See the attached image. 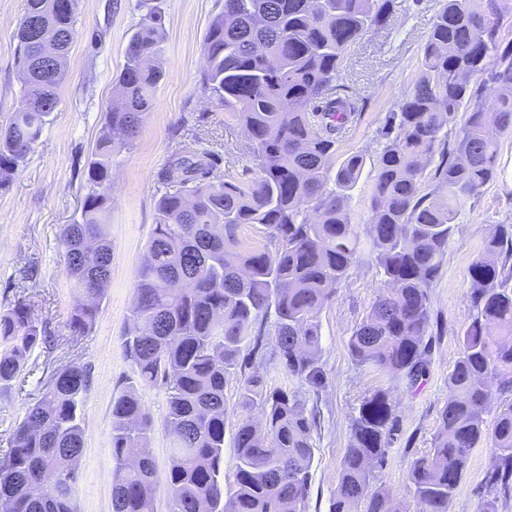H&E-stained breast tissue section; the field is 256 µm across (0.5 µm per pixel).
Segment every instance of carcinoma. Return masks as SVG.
<instances>
[{
    "instance_id": "1",
    "label": "carcinoma",
    "mask_w": 512,
    "mask_h": 512,
    "mask_svg": "<svg viewBox=\"0 0 512 512\" xmlns=\"http://www.w3.org/2000/svg\"><path fill=\"white\" fill-rule=\"evenodd\" d=\"M28 0L17 29L23 107L0 128V189L9 186L56 110L74 38L75 0ZM393 0H224L204 37L202 90L238 112L253 177L214 173L207 151L179 156L160 174L166 190L134 277L124 351L134 378L112 401V512H150L156 463L153 419L141 387L166 395L171 435L168 512H306L315 461V415L298 390L269 389L265 357L239 379L233 484L224 495L225 388L241 355L273 319V357L299 385L322 388L320 314L357 262L358 225L348 200L365 155L333 167L340 135L361 116L343 82L348 48L389 17ZM140 19L116 78L85 173L81 220L63 224L65 275L74 293L68 326L94 328L111 283L108 224L115 158L134 145L164 78L165 14L136 0ZM505 0H441L420 74L385 115L373 162L365 225L383 283L353 329V360L417 384L427 374L430 288L442 269L461 209L498 175L500 136L512 131V45L498 35ZM41 22L39 40L27 22ZM55 53L42 75L41 49ZM497 93L491 104L483 90ZM465 120L454 134L458 112ZM250 224L261 241L243 244ZM471 321L448 373V402L429 451L409 479L422 512H449L473 448L486 437L497 463L483 495L512 491V224L496 225L470 268ZM500 330L490 342L488 328ZM46 330L22 300L0 313V388L33 373ZM84 365L41 375L37 395L0 455V512H77L74 487L84 447ZM400 429L390 394L363 397L350 423L329 512H390L371 476L383 469Z\"/></svg>"
}]
</instances>
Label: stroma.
I'll return each instance as SVG.
<instances>
[{
    "mask_svg": "<svg viewBox=\"0 0 512 512\" xmlns=\"http://www.w3.org/2000/svg\"><path fill=\"white\" fill-rule=\"evenodd\" d=\"M134 3L77 0L76 34L59 105L10 186L0 190V312L21 297L30 303L54 342L53 349L34 351L32 360L40 369L49 371L73 361L90 370L83 407L84 449L75 485L78 512H112V401L132 373L123 348L124 332L135 270L154 227L155 202L163 191L160 172L174 160L183 142L189 148L213 152L218 160L215 172L225 179L243 183L252 176L249 157L238 151L246 133L236 112L214 107L200 84L205 32L223 0H161L165 77L135 146L117 156L112 171L111 284L91 334L71 335L67 322L74 298L57 233L60 225L80 217L84 168L138 21ZM438 7L439 0H395L385 26L350 47L345 83L362 113L337 143L336 159L353 152L376 158L380 122L386 113L396 111L402 92L417 81L421 48ZM26 8L27 0H0V127L22 106L16 33ZM498 162L499 176L460 212L447 258L431 289L432 317L439 332L428 342V372L423 381L407 385L405 380L357 366L350 356L352 330L366 316L381 287L369 253L361 254L322 310L324 385L304 390L319 419L307 512H329L349 444L351 417L361 399L379 388L392 396L401 434L372 486L387 494L392 512H419L409 469L428 452L440 427V412L448 400V374L459 355V336L470 322L469 271L495 226L512 224L510 132L500 140ZM35 392L32 377L24 390L0 391L1 443L21 420ZM139 394L155 424L150 447L157 482L151 512H168L170 436L163 424L165 394L157 387L141 388ZM495 460L491 440L473 449L451 512H481L479 490Z\"/></svg>",
    "mask_w": 512,
    "mask_h": 512,
    "instance_id": "35a3bbf8",
    "label": "stroma"
}]
</instances>
